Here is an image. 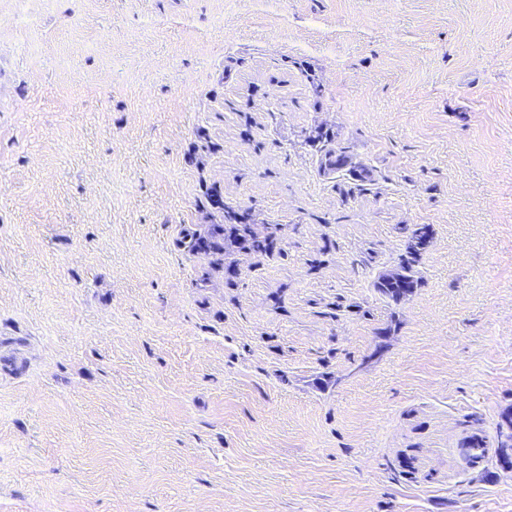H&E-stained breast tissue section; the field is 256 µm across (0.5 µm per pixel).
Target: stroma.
<instances>
[{"instance_id":"35a3bbf8","label":"stroma","mask_w":512,"mask_h":512,"mask_svg":"<svg viewBox=\"0 0 512 512\" xmlns=\"http://www.w3.org/2000/svg\"><path fill=\"white\" fill-rule=\"evenodd\" d=\"M507 409L512 0H0V512H512ZM220 210L224 224H211L206 235L197 232L187 235L190 236L191 250L210 253L236 247L253 254H267L274 250L277 237L270 224H255L248 212L224 204ZM428 225H423L413 230L408 237L405 253L401 255L399 262V274L392 280H379L376 284L378 291L393 301H399L412 294L419 284V271L417 269L424 253L425 236ZM429 233V231H428Z\"/></svg>"}]
</instances>
